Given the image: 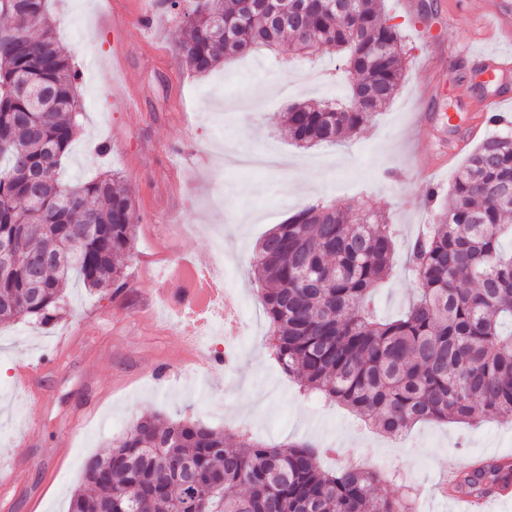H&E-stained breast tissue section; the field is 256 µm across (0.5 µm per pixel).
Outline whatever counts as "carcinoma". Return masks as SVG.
Instances as JSON below:
<instances>
[{
	"label": "carcinoma",
	"instance_id": "carcinoma-1",
	"mask_svg": "<svg viewBox=\"0 0 512 512\" xmlns=\"http://www.w3.org/2000/svg\"><path fill=\"white\" fill-rule=\"evenodd\" d=\"M382 2L306 0L295 22L280 25L245 0H163L185 29L178 62L197 74L285 38L300 53L343 59L355 76L345 97L280 116L300 148L363 132L399 90L404 49ZM12 7L0 27V244L21 247L0 273V326L58 319L72 279L122 292L135 227L119 177L63 179L82 116L78 73L46 0ZM449 194L412 244L418 297L398 318L381 320L370 306L395 248L392 225L370 207L350 217L336 203H308L261 239L251 261L281 369L392 435L418 422L512 416V252L503 247L512 238L511 130L467 156ZM33 252L58 265L32 276ZM323 454L309 441L268 446L245 430L146 413L84 461L69 512H419L415 488L377 494L392 479L359 465L326 471ZM510 483L512 460L501 457L462 468L452 492L486 498Z\"/></svg>",
	"mask_w": 512,
	"mask_h": 512
}]
</instances>
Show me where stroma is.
<instances>
[{"label":"stroma","mask_w":512,"mask_h":512,"mask_svg":"<svg viewBox=\"0 0 512 512\" xmlns=\"http://www.w3.org/2000/svg\"><path fill=\"white\" fill-rule=\"evenodd\" d=\"M159 2L49 4L79 72L83 106L63 176L76 183L117 173L135 201L136 231L122 293L92 292L74 280L65 290L67 315L0 328V512H68L84 459L151 412L245 428L269 445L336 447L323 469L356 462L398 473L392 494L411 485L424 512H449L436 487L448 462L512 457V417L418 424L393 437L340 404L304 396L270 355L249 261L258 240L308 202L368 205L397 229L376 308L394 316L408 304L416 288L408 246L433 210L448 204L467 155L494 132L480 120L482 106L512 96V71L492 79L471 59L493 52L512 63V41L486 32L504 0H413L410 12L403 0H384L406 57L397 95L363 134L308 150L283 135L279 115L298 102L341 96L338 58L300 55L285 43L198 77L178 64L181 25ZM432 186L438 196L431 201ZM219 240L229 285L243 299L229 373L190 369L188 321L157 302L167 265L186 259L216 270ZM62 336L73 339L66 356L27 388L21 369L49 355ZM31 427L38 434L30 441Z\"/></svg>","instance_id":"1"}]
</instances>
